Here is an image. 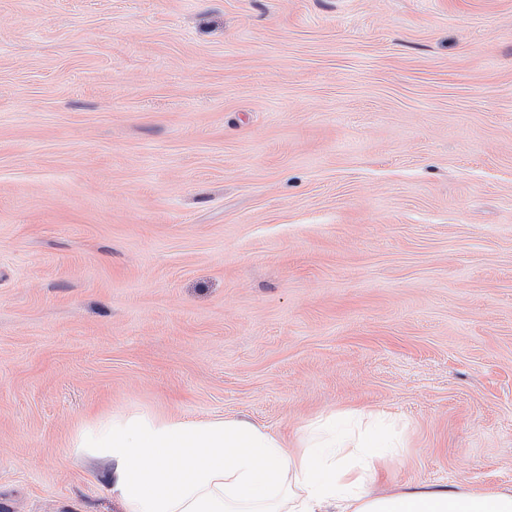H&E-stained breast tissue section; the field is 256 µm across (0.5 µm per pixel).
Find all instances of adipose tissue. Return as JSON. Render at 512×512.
<instances>
[{"label": "adipose tissue", "instance_id": "ef3b65f1", "mask_svg": "<svg viewBox=\"0 0 512 512\" xmlns=\"http://www.w3.org/2000/svg\"><path fill=\"white\" fill-rule=\"evenodd\" d=\"M387 415L307 425L295 444L238 419L130 413L77 431L74 460H102L123 512H512V493L421 484L370 486L400 454Z\"/></svg>", "mask_w": 512, "mask_h": 512}]
</instances>
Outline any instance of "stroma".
I'll use <instances>...</instances> for the list:
<instances>
[{
    "mask_svg": "<svg viewBox=\"0 0 512 512\" xmlns=\"http://www.w3.org/2000/svg\"><path fill=\"white\" fill-rule=\"evenodd\" d=\"M351 409L512 491V0H0V512H121L94 419Z\"/></svg>",
    "mask_w": 512,
    "mask_h": 512,
    "instance_id": "35a3bbf8",
    "label": "stroma"
}]
</instances>
